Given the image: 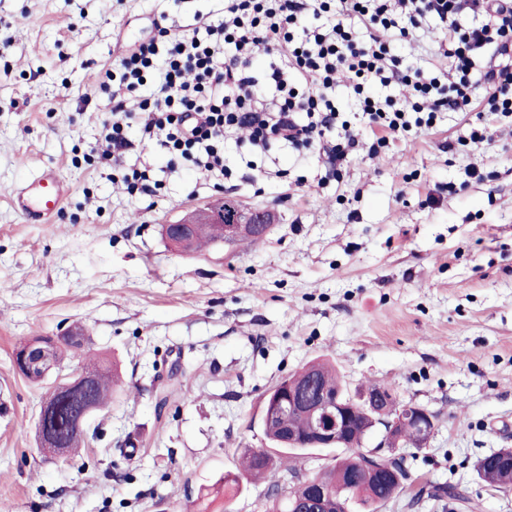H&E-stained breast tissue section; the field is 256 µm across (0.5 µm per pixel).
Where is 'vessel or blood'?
Instances as JSON below:
<instances>
[{
	"label": "vessel or blood",
	"mask_w": 512,
	"mask_h": 512,
	"mask_svg": "<svg viewBox=\"0 0 512 512\" xmlns=\"http://www.w3.org/2000/svg\"><path fill=\"white\" fill-rule=\"evenodd\" d=\"M68 193L69 186L58 172L47 168L16 187L13 204L26 223L46 224L61 210Z\"/></svg>",
	"instance_id": "b4317fda"
}]
</instances>
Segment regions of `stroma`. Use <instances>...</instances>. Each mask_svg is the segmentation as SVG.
Segmentation results:
<instances>
[{
    "label": "stroma",
    "instance_id": "35a3bbf8",
    "mask_svg": "<svg viewBox=\"0 0 512 512\" xmlns=\"http://www.w3.org/2000/svg\"><path fill=\"white\" fill-rule=\"evenodd\" d=\"M222 0H0V512H263L274 477L241 475L265 448L264 402L314 360L349 389L391 388L437 416L409 451L411 488L376 512H512V489L479 479L477 460L512 448V131L471 112L439 113L377 153L327 176L324 154L224 140L216 179L135 147L155 200L88 163L112 117L99 70L161 13L188 25L221 18ZM56 168L70 193L51 223L27 224L14 188ZM480 176H467L468 168ZM269 211L255 243L198 253L170 246L164 224L214 199ZM81 326L82 350L121 372L124 391L59 458L35 423L52 385L13 368L32 336ZM230 499L216 496L225 476ZM466 487L470 502L413 501L426 482Z\"/></svg>",
    "mask_w": 512,
    "mask_h": 512
}]
</instances>
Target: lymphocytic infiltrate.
Here are the masks:
<instances>
[{"label":"lymphocytic infiltrate","instance_id":"1","mask_svg":"<svg viewBox=\"0 0 512 512\" xmlns=\"http://www.w3.org/2000/svg\"><path fill=\"white\" fill-rule=\"evenodd\" d=\"M476 17L462 25L463 14ZM446 32L437 56L450 66L401 69L390 55L392 39L411 40L425 16ZM278 55L265 86L251 73L257 48ZM489 53L483 71L475 59ZM362 99V112L378 144L411 129L430 128L437 113L481 109L469 138L483 140L494 116L512 118V0H224L221 19L196 16L193 28L157 27L118 63L100 75L116 98L150 86L139 112L116 108L104 122L100 156L117 162L130 147L127 131L140 141L209 172L224 170V138L244 129L253 148L271 141L319 147L342 162L363 144L353 133L333 143L336 111L328 97L338 73ZM404 87L402 98L370 96L371 85Z\"/></svg>","mask_w":512,"mask_h":512}]
</instances>
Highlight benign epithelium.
<instances>
[{"mask_svg":"<svg viewBox=\"0 0 512 512\" xmlns=\"http://www.w3.org/2000/svg\"><path fill=\"white\" fill-rule=\"evenodd\" d=\"M271 222L265 210L247 208L237 202L219 199L208 207L187 214L183 218L166 225L167 232L178 237L184 235L185 228L194 224H217L222 227L224 236L234 239L244 232L246 226H259ZM55 342H46L36 337L29 339L16 351L18 369L29 379L41 381L56 375V381L43 402L36 425L39 447L51 450L58 457L67 454V433L52 429L50 422L55 416L53 400L67 396L80 405L78 428H83L87 418L96 411L91 379L88 372L61 374L53 357ZM358 409L372 410L381 415L379 424L384 427L383 439L372 449L363 452L370 461L398 458L399 439L392 432L410 420L421 444L430 440L436 426V417L428 409L416 404H399L395 393L385 386H369L355 394L341 395L339 392L318 389L316 376H311L296 395H288L284 402L264 410V420L272 421L289 410L305 415L311 426L313 440L309 445L319 448H349V419ZM377 476L382 484L392 482L401 485L406 478L398 472L391 477L368 467L358 470L348 483L358 484L360 476Z\"/></svg>","mask_w":512,"mask_h":512,"instance_id":"benign-epithelium-1","label":"benign epithelium"}]
</instances>
